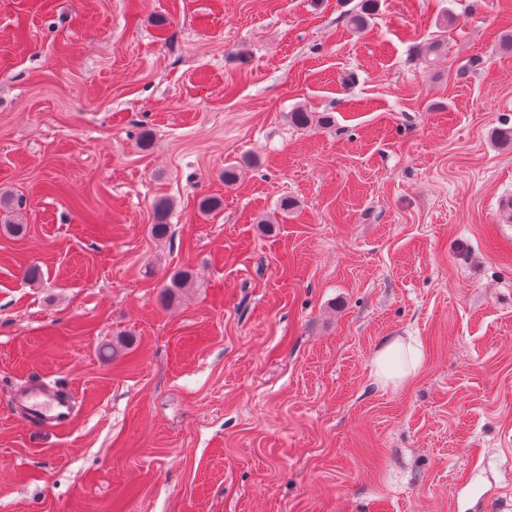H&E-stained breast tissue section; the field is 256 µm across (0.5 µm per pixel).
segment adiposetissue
<instances>
[{
  "mask_svg": "<svg viewBox=\"0 0 512 512\" xmlns=\"http://www.w3.org/2000/svg\"><path fill=\"white\" fill-rule=\"evenodd\" d=\"M425 353L419 342L403 336L386 340L371 362V375L382 387L397 391L422 369Z\"/></svg>",
  "mask_w": 512,
  "mask_h": 512,
  "instance_id": "obj_1",
  "label": "adipose tissue"
}]
</instances>
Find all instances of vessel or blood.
Listing matches in <instances>:
<instances>
[{"instance_id":"b4317fda","label":"vessel or blood","mask_w":512,"mask_h":512,"mask_svg":"<svg viewBox=\"0 0 512 512\" xmlns=\"http://www.w3.org/2000/svg\"><path fill=\"white\" fill-rule=\"evenodd\" d=\"M13 402L23 411L27 423L62 428L72 423L74 402L69 393L42 380H35L17 391Z\"/></svg>"}]
</instances>
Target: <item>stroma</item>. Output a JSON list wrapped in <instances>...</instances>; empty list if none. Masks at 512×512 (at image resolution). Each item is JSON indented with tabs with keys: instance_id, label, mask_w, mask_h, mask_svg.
I'll return each instance as SVG.
<instances>
[{
	"instance_id": "35a3bbf8",
	"label": "stroma",
	"mask_w": 512,
	"mask_h": 512,
	"mask_svg": "<svg viewBox=\"0 0 512 512\" xmlns=\"http://www.w3.org/2000/svg\"><path fill=\"white\" fill-rule=\"evenodd\" d=\"M360 5L0 0V512H512V6ZM425 358L422 345L415 339L394 336L376 351L371 376L382 387L397 391L421 371ZM13 402L22 409L25 421L35 426L62 428L75 416L69 393L43 380H34L17 391Z\"/></svg>"
}]
</instances>
